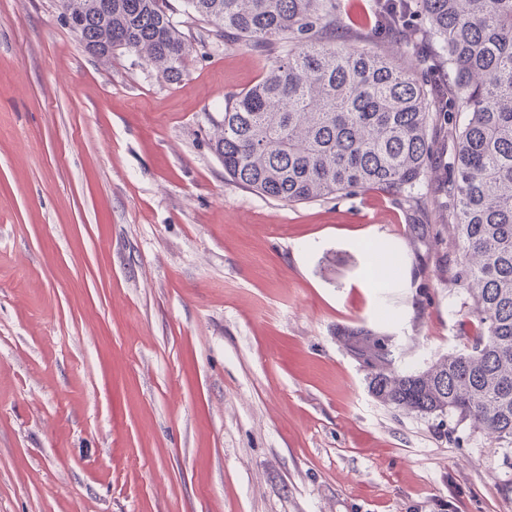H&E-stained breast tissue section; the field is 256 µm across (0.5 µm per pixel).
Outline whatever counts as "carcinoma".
<instances>
[{"mask_svg": "<svg viewBox=\"0 0 512 512\" xmlns=\"http://www.w3.org/2000/svg\"><path fill=\"white\" fill-rule=\"evenodd\" d=\"M216 42L274 57L252 87L225 102L212 146L236 184L285 203L372 190L426 212L421 186L431 131L453 150L444 209L426 231L451 241L448 291L472 298L479 330L421 371L394 368L388 336L345 330L369 370V390L408 412H451L512 447V0H384L371 4L421 74L372 47L336 46L341 0H185ZM84 49L101 61L133 52L168 81L193 44L168 0H59Z\"/></svg>", "mask_w": 512, "mask_h": 512, "instance_id": "carcinoma-1", "label": "carcinoma"}]
</instances>
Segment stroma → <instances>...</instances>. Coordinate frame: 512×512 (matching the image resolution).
<instances>
[{"label": "stroma", "instance_id": "obj_1", "mask_svg": "<svg viewBox=\"0 0 512 512\" xmlns=\"http://www.w3.org/2000/svg\"><path fill=\"white\" fill-rule=\"evenodd\" d=\"M270 62L198 46L167 81L0 0V512H512V447L384 406L339 336L401 370L463 348L441 215L225 177L211 122Z\"/></svg>", "mask_w": 512, "mask_h": 512}]
</instances>
